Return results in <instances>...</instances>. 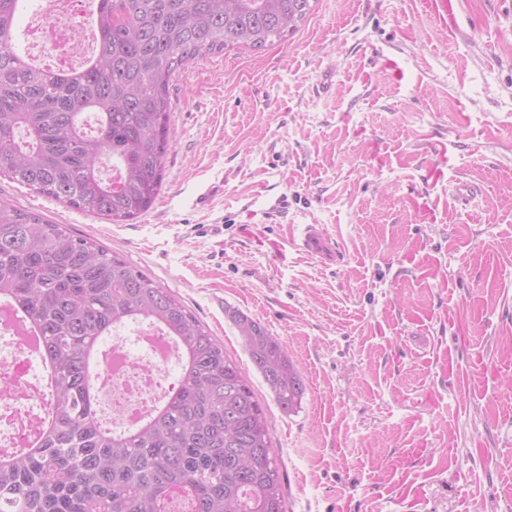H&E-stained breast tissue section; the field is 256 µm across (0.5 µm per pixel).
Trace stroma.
I'll return each instance as SVG.
<instances>
[{
	"instance_id": "obj_1",
	"label": "stroma",
	"mask_w": 512,
	"mask_h": 512,
	"mask_svg": "<svg viewBox=\"0 0 512 512\" xmlns=\"http://www.w3.org/2000/svg\"><path fill=\"white\" fill-rule=\"evenodd\" d=\"M170 97L148 212L115 224L4 176L0 199L115 252L223 344L287 512H512V0H317L293 34L187 64ZM236 313L287 347L296 412Z\"/></svg>"
}]
</instances>
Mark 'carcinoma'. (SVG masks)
Instances as JSON below:
<instances>
[{
  "label": "carcinoma",
  "instance_id": "1",
  "mask_svg": "<svg viewBox=\"0 0 512 512\" xmlns=\"http://www.w3.org/2000/svg\"><path fill=\"white\" fill-rule=\"evenodd\" d=\"M316 0H97L96 52L45 69L16 45L24 0H0V175L108 220L147 211L164 182L174 74L226 47L291 33ZM42 341L53 410L29 448L0 457V512H285L262 404L224 346L173 294L123 258L0 202V300ZM178 344L181 376L135 426H104L88 358L128 323ZM285 413L305 391L286 348L235 317Z\"/></svg>",
  "mask_w": 512,
  "mask_h": 512
}]
</instances>
